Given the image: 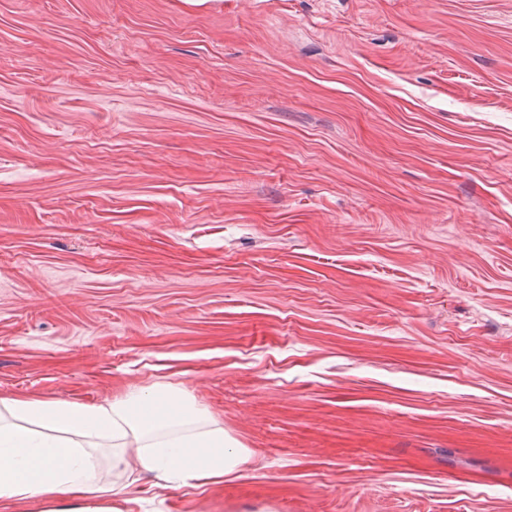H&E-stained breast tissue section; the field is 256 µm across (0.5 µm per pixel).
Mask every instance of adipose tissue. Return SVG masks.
<instances>
[{
    "label": "adipose tissue",
    "mask_w": 512,
    "mask_h": 512,
    "mask_svg": "<svg viewBox=\"0 0 512 512\" xmlns=\"http://www.w3.org/2000/svg\"><path fill=\"white\" fill-rule=\"evenodd\" d=\"M130 448L133 466L164 489L220 481L249 459L223 424L169 386L90 403L0 396V512L31 499L43 512H116L123 489L105 486L103 470L127 472Z\"/></svg>",
    "instance_id": "ef3b65f1"
}]
</instances>
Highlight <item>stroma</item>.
Returning <instances> with one entry per match:
<instances>
[{
	"label": "stroma",
	"mask_w": 512,
	"mask_h": 512,
	"mask_svg": "<svg viewBox=\"0 0 512 512\" xmlns=\"http://www.w3.org/2000/svg\"><path fill=\"white\" fill-rule=\"evenodd\" d=\"M157 384L124 512H512V0H0V395Z\"/></svg>",
	"instance_id": "obj_1"
}]
</instances>
